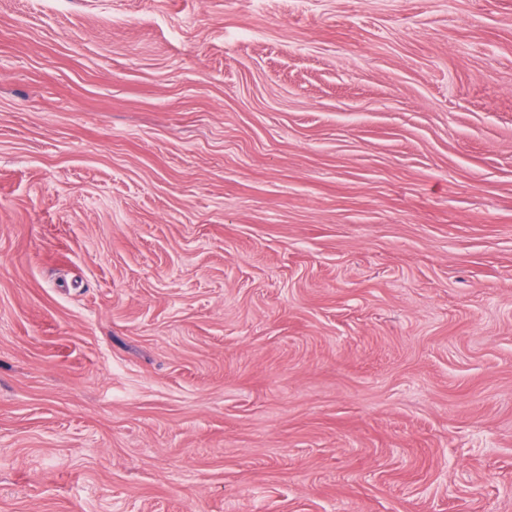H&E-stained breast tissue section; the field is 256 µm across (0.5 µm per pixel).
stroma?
Masks as SVG:
<instances>
[{"mask_svg":"<svg viewBox=\"0 0 512 512\" xmlns=\"http://www.w3.org/2000/svg\"><path fill=\"white\" fill-rule=\"evenodd\" d=\"M0 512H512V0H0Z\"/></svg>","mask_w":512,"mask_h":512,"instance_id":"35a3bbf8","label":"stroma"}]
</instances>
